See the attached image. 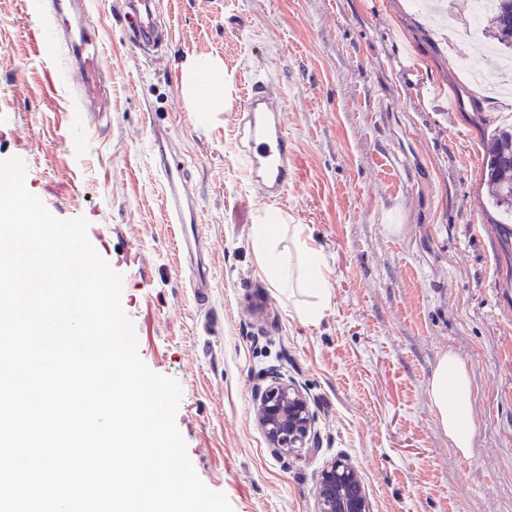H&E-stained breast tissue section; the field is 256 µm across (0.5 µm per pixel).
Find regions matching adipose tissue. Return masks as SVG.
<instances>
[{
  "label": "adipose tissue",
  "instance_id": "ef3b65f1",
  "mask_svg": "<svg viewBox=\"0 0 512 512\" xmlns=\"http://www.w3.org/2000/svg\"><path fill=\"white\" fill-rule=\"evenodd\" d=\"M183 91L196 104L198 112H219L230 105L232 87L224 78L222 61L194 56L182 67ZM283 217L268 210L259 216L253 231L255 261L270 286L276 289L299 287L311 292L315 300L299 307L306 322L318 321L331 297L324 275L325 258L312 246L306 225L290 227L297 253L296 265L284 264L279 251ZM472 377L467 363L455 352L443 353L431 375L429 397L436 421L448 438V445L460 455H468L476 431L470 403Z\"/></svg>",
  "mask_w": 512,
  "mask_h": 512
}]
</instances>
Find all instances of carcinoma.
<instances>
[{
    "label": "carcinoma",
    "mask_w": 512,
    "mask_h": 512,
    "mask_svg": "<svg viewBox=\"0 0 512 512\" xmlns=\"http://www.w3.org/2000/svg\"><path fill=\"white\" fill-rule=\"evenodd\" d=\"M495 8L481 21L482 30L497 47L512 54V0H494ZM483 185L488 204L512 215V125L487 135Z\"/></svg>",
    "instance_id": "carcinoma-1"
}]
</instances>
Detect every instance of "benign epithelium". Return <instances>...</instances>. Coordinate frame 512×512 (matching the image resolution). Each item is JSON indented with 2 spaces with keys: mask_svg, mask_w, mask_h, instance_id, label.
<instances>
[{
  "mask_svg": "<svg viewBox=\"0 0 512 512\" xmlns=\"http://www.w3.org/2000/svg\"><path fill=\"white\" fill-rule=\"evenodd\" d=\"M255 421L276 452L299 455L312 448L315 418L307 396L291 381L277 376L259 391ZM313 493L315 512H371L362 474L345 455L323 465Z\"/></svg>",
  "mask_w": 512,
  "mask_h": 512,
  "instance_id": "obj_1",
  "label": "benign epithelium"
}]
</instances>
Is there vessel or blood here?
<instances>
[{
    "mask_svg": "<svg viewBox=\"0 0 512 512\" xmlns=\"http://www.w3.org/2000/svg\"><path fill=\"white\" fill-rule=\"evenodd\" d=\"M127 7L132 19L128 38L135 47L170 39V28L152 11L140 9L137 0H129ZM48 15V27L38 28L35 37L43 41L49 30L61 32L78 89V101L83 105L90 104L100 95L102 60L86 26L89 10L86 5L76 4L75 0H51ZM239 110L237 140L245 175L259 187L266 199L281 200L296 181L293 144L281 116L283 99L271 94L266 82L252 79L241 95ZM150 136L152 151L162 160L160 169L166 184L169 222L196 223L194 198L183 170L166 159L168 131L155 126Z\"/></svg>",
    "mask_w": 512,
    "mask_h": 512,
    "instance_id": "obj_1",
    "label": "vessel or blood"
}]
</instances>
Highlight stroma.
Returning <instances> with one entry per match:
<instances>
[{
  "label": "stroma",
  "instance_id": "35a3bbf8",
  "mask_svg": "<svg viewBox=\"0 0 512 512\" xmlns=\"http://www.w3.org/2000/svg\"><path fill=\"white\" fill-rule=\"evenodd\" d=\"M35 2L0 0V160L22 158L56 217L88 220L123 276L141 359L181 386L176 424L204 484L233 512H313L317 471L344 454L374 512H512V226L492 223L481 197L482 121H506L512 95L466 72L500 67L483 35H446L473 0H446L439 22L418 0H154L172 28L154 58L127 43L122 0H90L106 95L87 112L58 49L31 36ZM191 56L285 100L297 180L273 207L325 256L318 323L297 314L305 295L271 288L255 262L252 228L271 206L243 174L235 110L193 112ZM154 123L170 127L196 200L194 253L167 221ZM449 350L473 382L465 457L429 400ZM275 373L315 416L300 457L274 454L254 419Z\"/></svg>",
  "mask_w": 512,
  "mask_h": 512
}]
</instances>
